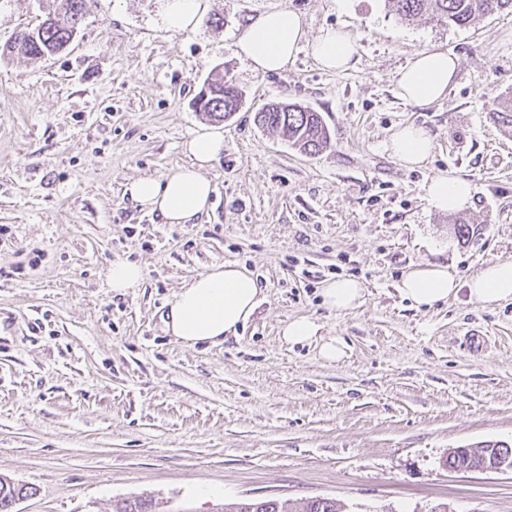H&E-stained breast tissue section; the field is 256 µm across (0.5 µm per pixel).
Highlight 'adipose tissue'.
<instances>
[{
  "label": "adipose tissue",
  "mask_w": 512,
  "mask_h": 512,
  "mask_svg": "<svg viewBox=\"0 0 512 512\" xmlns=\"http://www.w3.org/2000/svg\"><path fill=\"white\" fill-rule=\"evenodd\" d=\"M309 47L316 61L327 70L348 69L356 52L354 39L338 29L322 31L307 40L298 13L280 8L249 18L235 43V53L249 62L255 73L283 72L301 47ZM459 67L456 57L443 51L422 50L397 73L395 91L405 101L428 105L445 97ZM224 149V131L215 125H203L183 144L188 164L165 179L139 178L125 188L130 199L165 224H195L207 215L213 186L203 171ZM389 149L406 168L424 165L433 150L431 135L421 127L406 125L394 131ZM474 192L468 180L451 174L433 176L426 187L429 205L440 211L465 208ZM467 290L470 300L481 305L512 300V261L488 264L460 283L446 266L430 264L406 274L399 288L404 299L418 309ZM261 288L252 273L233 262L217 263L198 273L178 292L164 320V330L194 346L223 344L239 326L244 325L258 306ZM320 325L311 318L288 320L281 336L290 345L318 343V354L327 362L341 360L346 349L336 337H321Z\"/></svg>",
  "instance_id": "1"
}]
</instances>
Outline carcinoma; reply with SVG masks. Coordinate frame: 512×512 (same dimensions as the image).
<instances>
[{
	"label": "carcinoma",
	"mask_w": 512,
	"mask_h": 512,
	"mask_svg": "<svg viewBox=\"0 0 512 512\" xmlns=\"http://www.w3.org/2000/svg\"><path fill=\"white\" fill-rule=\"evenodd\" d=\"M55 8L33 29L17 32L20 41L0 48V56L22 54L32 58L48 56L60 50L73 35L71 19H85L93 0H54ZM390 11L410 23L423 15L438 22L458 27L477 23L485 15L502 10L512 11V0H385ZM207 100L199 111L216 121H223L240 105V97L232 83L222 77L207 82ZM493 117L504 132L512 135V95L495 100ZM259 125L271 129L295 150L306 155H317L330 141V134L322 116L314 111H285L273 103L257 113ZM506 443L484 441L472 445L466 457L474 464L492 463L493 448H504ZM32 495V491L0 478V512H14L17 501ZM112 512H156V503L150 497L123 499L112 506ZM222 512H339L336 499L313 497L299 504L291 499L264 498L229 502Z\"/></svg>",
	"instance_id": "1"
}]
</instances>
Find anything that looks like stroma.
I'll return each mask as SVG.
<instances>
[{
    "label": "stroma",
    "instance_id": "obj_1",
    "mask_svg": "<svg viewBox=\"0 0 512 512\" xmlns=\"http://www.w3.org/2000/svg\"><path fill=\"white\" fill-rule=\"evenodd\" d=\"M164 6L95 0L64 51L0 58V478L32 491L15 512H112L138 496L160 512L315 496L342 512H512V474L443 465L452 448L512 444V303L462 290L417 310L398 291L431 263L465 282L512 260V136L492 115L512 94V13L456 27L405 23L384 0H209L206 21L175 34ZM52 7L0 0V47ZM283 7L308 37L349 33L352 66L303 50L284 72H253L234 44L248 17ZM424 49L459 70L419 106L395 78ZM220 75L242 102L205 172L211 207L198 224L160 223L124 188L186 164L207 121L193 102ZM273 102L320 112L329 147L307 156L261 128ZM408 124L434 137L418 169L388 149ZM444 172L474 186L456 214L425 198ZM118 258L141 265L139 287L107 288ZM225 261L256 276L258 308L223 346L177 343L163 331L176 294ZM347 277L364 303L329 311L324 283ZM297 317L345 357L284 344ZM473 329L485 347L466 346Z\"/></svg>",
    "mask_w": 512,
    "mask_h": 512
}]
</instances>
